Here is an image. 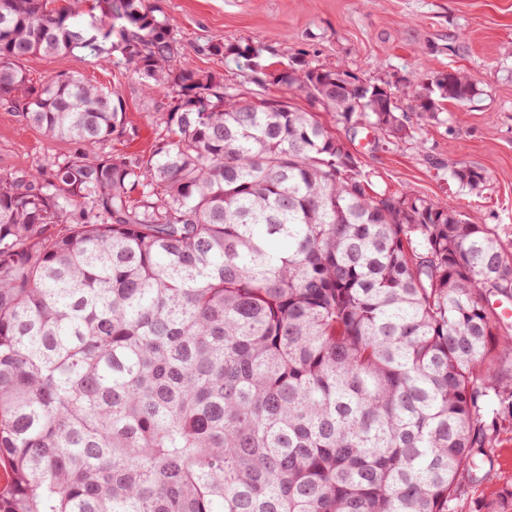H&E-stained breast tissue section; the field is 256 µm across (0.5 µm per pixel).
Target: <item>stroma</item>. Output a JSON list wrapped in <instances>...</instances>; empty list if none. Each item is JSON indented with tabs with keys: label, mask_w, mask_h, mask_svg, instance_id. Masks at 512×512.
<instances>
[{
	"label": "stroma",
	"mask_w": 512,
	"mask_h": 512,
	"mask_svg": "<svg viewBox=\"0 0 512 512\" xmlns=\"http://www.w3.org/2000/svg\"><path fill=\"white\" fill-rule=\"evenodd\" d=\"M175 23L185 46V64L223 75L227 86L262 97L287 95L292 107L314 113L357 153L368 192L415 194L463 212L492 227L512 250V0H151ZM254 43L262 65L281 68L297 57L313 66H343L390 87L405 115L410 138L354 131L304 92H283L257 83L242 58L208 55V41ZM31 77L61 73L118 92L135 138L114 141L122 154H148L155 137V96L136 77L103 66L85 53L36 55L25 61ZM467 73L476 94L466 105L446 103L438 118L414 111L403 94L408 80L435 71ZM70 145L43 133L0 107V170L28 167L46 151ZM467 164L485 179L475 189L459 187L450 172ZM491 479L471 485L463 512H512V432L501 434L492 452Z\"/></svg>",
	"instance_id": "1"
}]
</instances>
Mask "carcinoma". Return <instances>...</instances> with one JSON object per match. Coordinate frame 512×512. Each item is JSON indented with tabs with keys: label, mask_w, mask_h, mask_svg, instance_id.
<instances>
[{
	"label": "carcinoma",
	"mask_w": 512,
	"mask_h": 512,
	"mask_svg": "<svg viewBox=\"0 0 512 512\" xmlns=\"http://www.w3.org/2000/svg\"><path fill=\"white\" fill-rule=\"evenodd\" d=\"M0 0V106L70 143L0 170V512H459L512 431V252L460 211L367 192L312 113L184 65L149 0ZM87 51L161 91L148 156L121 96L34 55ZM253 62L263 48L206 44ZM268 73L394 139L386 94ZM409 83L465 104L462 72ZM363 111H358V107ZM462 188L484 180L461 165Z\"/></svg>",
	"instance_id": "obj_1"
}]
</instances>
